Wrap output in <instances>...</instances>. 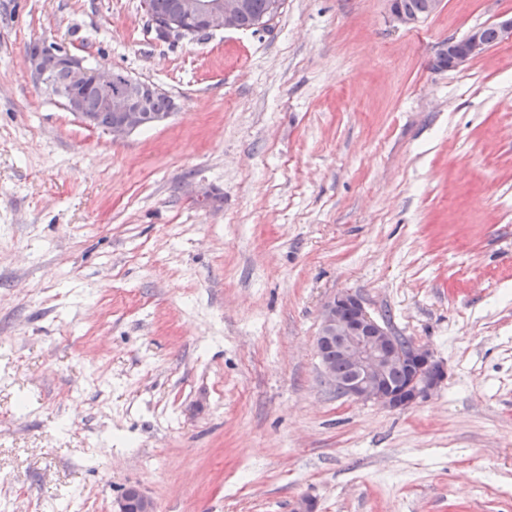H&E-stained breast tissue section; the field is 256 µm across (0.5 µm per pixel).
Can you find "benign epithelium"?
<instances>
[{"label": "benign epithelium", "mask_w": 512, "mask_h": 512, "mask_svg": "<svg viewBox=\"0 0 512 512\" xmlns=\"http://www.w3.org/2000/svg\"><path fill=\"white\" fill-rule=\"evenodd\" d=\"M246 7L245 0H176L172 15L150 25L159 31L191 39L199 32L212 33L236 28L237 17ZM394 22L411 27L420 21L408 15L400 0H390ZM487 25L472 27L457 39L448 38L439 49L434 67L456 70L491 49ZM31 76L45 93L63 102L64 108L89 127L96 126L95 113L85 105L87 87L96 88L99 106L111 113L106 133L120 139L167 120L171 113H151L147 102L155 87L125 71L100 65L91 68L84 60L54 40H45L41 48L27 56ZM63 81H58V77ZM334 346L349 368L346 377L336 375L335 367L325 359V351ZM325 382L340 395L357 403H371L387 410H407L438 391L446 373L426 346L406 342L396 344L390 329L379 323L362 300L348 292L333 295L321 307L320 327L315 341ZM409 371V380L395 389L387 382L393 365ZM113 512H155L154 503L138 487L130 486L116 500Z\"/></svg>", "instance_id": "benign-epithelium-1"}]
</instances>
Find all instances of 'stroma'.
<instances>
[{"mask_svg":"<svg viewBox=\"0 0 512 512\" xmlns=\"http://www.w3.org/2000/svg\"><path fill=\"white\" fill-rule=\"evenodd\" d=\"M512 14L287 0L176 43L141 0H0V512H512ZM49 38L166 92L115 140L31 77ZM428 345L405 411L323 380V302ZM429 16L437 13L441 8L443 0H402V7L405 11L412 14H423L427 9ZM400 6V1H390V13L394 22L405 26L411 27L416 25L423 16L408 15ZM492 26L496 32L498 43L512 41V15L498 21L472 27L460 39L448 38L439 49L434 60V67L443 70H456L469 61L484 55L491 46L485 36V29ZM113 512H155L154 503L138 487L130 486L112 506Z\"/></svg>","mask_w":512,"mask_h":512,"instance_id":"35a3bbf8","label":"stroma"}]
</instances>
